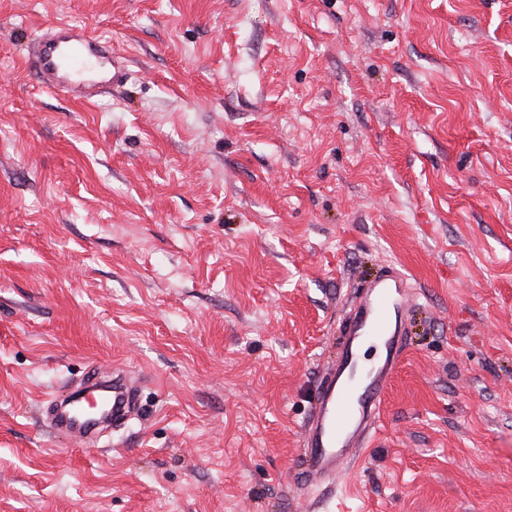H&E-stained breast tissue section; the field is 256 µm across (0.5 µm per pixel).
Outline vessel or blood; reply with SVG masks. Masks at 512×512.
<instances>
[{
	"label": "vessel or blood",
	"mask_w": 512,
	"mask_h": 512,
	"mask_svg": "<svg viewBox=\"0 0 512 512\" xmlns=\"http://www.w3.org/2000/svg\"><path fill=\"white\" fill-rule=\"evenodd\" d=\"M33 67L43 88L73 101L95 102L127 76L123 57L99 44L85 29L56 26L40 42ZM415 298L408 279L395 270L368 282L350 304L343 350L329 368L305 426V475L330 492H344L354 465L368 449L389 388L406 349L405 313ZM100 420L123 419L134 406L131 382L113 370L110 383L97 386ZM52 430L85 436L92 430L80 402L65 406Z\"/></svg>",
	"instance_id": "1"
}]
</instances>
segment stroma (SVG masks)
<instances>
[{"instance_id":"stroma-1","label":"stroma","mask_w":512,"mask_h":512,"mask_svg":"<svg viewBox=\"0 0 512 512\" xmlns=\"http://www.w3.org/2000/svg\"><path fill=\"white\" fill-rule=\"evenodd\" d=\"M58 22L127 59L92 106L24 64ZM390 267L334 498L301 433ZM112 368L134 418L49 432ZM0 512H512V0H0ZM414 298L408 279L391 268L351 301L341 357L325 372L304 431L305 476L333 496L346 491L374 437L382 396L405 353ZM369 343L382 349L375 360L365 357Z\"/></svg>"}]
</instances>
